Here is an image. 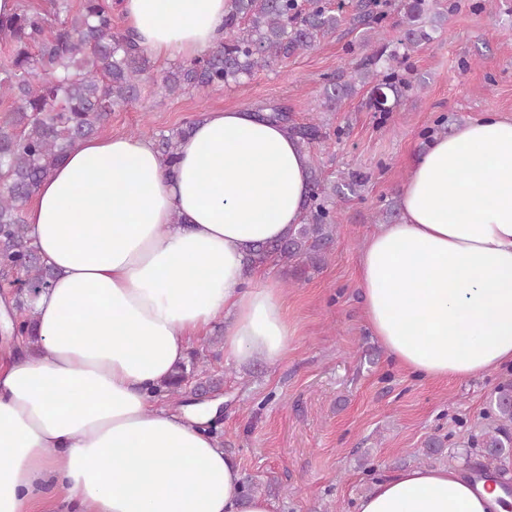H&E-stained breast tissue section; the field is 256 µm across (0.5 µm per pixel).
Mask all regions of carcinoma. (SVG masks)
I'll return each instance as SVG.
<instances>
[{
    "instance_id": "carcinoma-1",
    "label": "carcinoma",
    "mask_w": 512,
    "mask_h": 512,
    "mask_svg": "<svg viewBox=\"0 0 512 512\" xmlns=\"http://www.w3.org/2000/svg\"><path fill=\"white\" fill-rule=\"evenodd\" d=\"M448 17L441 0H226L224 40L208 52L168 71L162 88L168 95L190 89L241 85L259 70L311 50L317 39L345 21L362 28V56L323 77L319 106L330 111L342 100L366 89L374 111L389 113L400 105L411 80L402 64L414 50L429 44ZM390 27L391 42L372 40L371 33ZM0 45L9 51L0 63V274H22L16 289L18 309L35 312V301L49 287L54 270L32 244L24 216L41 181L63 161L75 144L96 134L112 110L139 97L151 68L148 53L116 26L109 0H46L45 6L22 4L0 20ZM259 112L279 123L306 151L327 137L325 124L313 118L293 120L281 105ZM193 124L160 136L157 151L167 166L177 158L180 142ZM366 175L347 172L331 181L310 171L302 223L275 241L249 250L252 265L274 262L288 267L295 280L320 269L336 236V199L358 194ZM195 387L221 390L224 379L208 374L205 355L192 351L189 364L175 368L164 393L183 395ZM494 420L468 438L485 462L487 477L512 455V381L490 400Z\"/></svg>"
}]
</instances>
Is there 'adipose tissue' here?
Returning a JSON list of instances; mask_svg holds the SVG:
<instances>
[{"label": "adipose tissue", "mask_w": 512, "mask_h": 512, "mask_svg": "<svg viewBox=\"0 0 512 512\" xmlns=\"http://www.w3.org/2000/svg\"><path fill=\"white\" fill-rule=\"evenodd\" d=\"M120 0L125 29L187 61L224 37V0ZM167 169L153 142L80 141L37 187L25 222L55 278L37 299L43 351L0 365V512H273L206 425L221 399L175 413L155 387L228 317L223 351L274 366L295 327L258 242L302 221L311 156L248 107L206 111ZM399 223L361 252L373 334L427 380L512 365V118L434 135L412 161ZM495 479L411 467L357 512H506Z\"/></svg>", "instance_id": "1"}]
</instances>
